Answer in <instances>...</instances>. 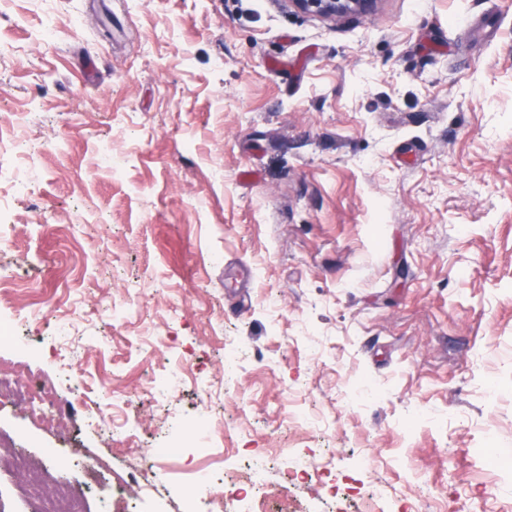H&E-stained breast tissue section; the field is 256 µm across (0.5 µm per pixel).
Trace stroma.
<instances>
[{
	"label": "stroma",
	"instance_id": "obj_1",
	"mask_svg": "<svg viewBox=\"0 0 512 512\" xmlns=\"http://www.w3.org/2000/svg\"><path fill=\"white\" fill-rule=\"evenodd\" d=\"M3 112L25 113L33 149L30 191L0 202V276L27 285L15 308L42 300L28 381L53 379L74 421L28 426L4 396L0 422L54 449L64 480L83 445L125 469L82 390L106 413L127 400L160 475L138 512H177L204 458L150 449L205 406L224 447L271 459V512L320 498L289 481L291 451L332 457L328 512L380 483L388 512L428 495L512 512V0L336 21L288 0H0ZM230 342L246 354L227 377ZM178 362L192 376L154 399L147 378Z\"/></svg>",
	"mask_w": 512,
	"mask_h": 512
}]
</instances>
